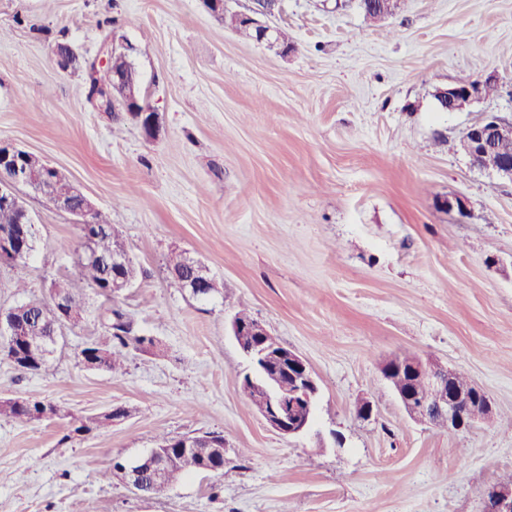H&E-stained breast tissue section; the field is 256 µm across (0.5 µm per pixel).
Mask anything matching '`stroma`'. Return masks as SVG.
<instances>
[{
    "instance_id": "35a3bbf8",
    "label": "stroma",
    "mask_w": 512,
    "mask_h": 512,
    "mask_svg": "<svg viewBox=\"0 0 512 512\" xmlns=\"http://www.w3.org/2000/svg\"><path fill=\"white\" fill-rule=\"evenodd\" d=\"M268 21L288 54L238 38L200 0H0V143L111 215L140 271L113 306L161 344L129 352L119 375L77 366L78 326L38 374L0 357V400L129 412L84 435L0 419V512H482L484 488L512 472V182L460 146L482 114L512 121V0H399L378 25L357 0H278ZM108 31L135 48L154 139L97 111L82 71L53 54L65 42L94 59ZM491 74V96L439 111L437 89ZM16 192L36 245L0 264V309L17 283L44 300L78 274L74 217ZM173 251L223 295L178 287ZM233 304L310 364L305 436L267 428L242 393ZM405 352L466 373L491 419L460 433L412 420L380 372ZM208 431L224 436L223 473L158 500L102 477L114 458Z\"/></svg>"
}]
</instances>
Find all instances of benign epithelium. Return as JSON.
Returning a JSON list of instances; mask_svg holds the SVG:
<instances>
[{
	"instance_id": "1",
	"label": "benign epithelium",
	"mask_w": 512,
	"mask_h": 512,
	"mask_svg": "<svg viewBox=\"0 0 512 512\" xmlns=\"http://www.w3.org/2000/svg\"><path fill=\"white\" fill-rule=\"evenodd\" d=\"M264 6L256 9L259 17L252 19L256 26L257 42L267 47L275 43L277 27L262 20L273 13L276 0H262ZM129 57L128 66L134 65V47L124 41L112 43V47L102 45L97 56L88 62V74L105 67H112L116 54ZM112 85L123 90L122 106L129 117L142 129L144 135L153 139L159 131L157 112L149 105L140 90L127 76L112 71ZM498 79L489 76L476 79L465 86H451L440 91L441 100L454 112H462L471 104L485 98L497 89ZM512 138V123L492 114L475 120L463 132L460 145L473 166L512 181V157L502 158L494 166H485L483 160L494 143ZM53 169L41 157L11 144L0 143V202L21 211L28 226L32 219L16 193L19 185L33 186L37 176H47ZM57 207L76 217L78 224H90L98 208L75 184H70L57 200ZM129 257H112V296L116 297L133 285V281L122 276ZM186 265L191 269V277L184 273L173 274V280L180 287L198 289L209 281L205 265L190 258ZM230 331L240 350L249 360L252 372L247 374L243 384L257 392L260 418L272 431L283 437L306 434L313 421L314 410L320 394V386L307 361L296 351L284 346L273 336L263 323L255 319L248 324H240L231 319ZM21 334L17 323L0 312V336L10 341ZM293 368L290 373L292 385L281 386L275 382L272 371L283 362ZM384 379L389 383L407 414L415 421L430 424L440 423V428L450 432L473 426L467 412L476 394L484 399L483 417L492 412L488 396L475 384L459 386L454 383L452 370L431 359L414 356L409 359L393 356L382 367ZM148 463V473L158 481L176 480L177 473L171 467L166 453L153 448L136 460H123L113 467L122 481L133 491L142 493L141 465ZM483 512H512V485L495 483L483 491Z\"/></svg>"
}]
</instances>
